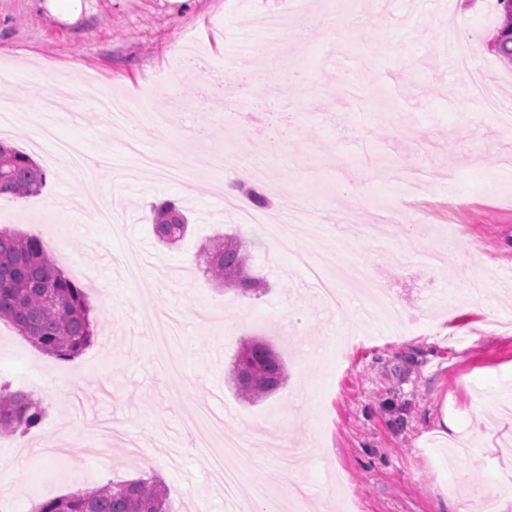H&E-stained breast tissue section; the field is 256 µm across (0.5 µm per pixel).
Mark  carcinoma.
Instances as JSON below:
<instances>
[{
  "mask_svg": "<svg viewBox=\"0 0 512 512\" xmlns=\"http://www.w3.org/2000/svg\"><path fill=\"white\" fill-rule=\"evenodd\" d=\"M502 20L491 50L512 64V0H497ZM47 174L32 157L0 143V196H32L46 185ZM158 242L172 245L187 231V218L172 200L151 205ZM247 242L218 236L200 252L203 273L228 291L242 295L262 291L263 279L247 269ZM0 320L11 323L33 346L61 360L81 355L93 342L94 322L85 287L58 268L44 242L32 235L0 229ZM286 381L281 358L265 342H243L231 363L227 382L244 402H255ZM46 415L41 403L8 383L0 384V433H22L39 426ZM35 512H172L168 489L156 480L138 479L98 486L45 499Z\"/></svg>",
  "mask_w": 512,
  "mask_h": 512,
  "instance_id": "1",
  "label": "carcinoma"
}]
</instances>
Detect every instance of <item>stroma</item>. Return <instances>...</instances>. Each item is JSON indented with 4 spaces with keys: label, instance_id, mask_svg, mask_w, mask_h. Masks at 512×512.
Segmentation results:
<instances>
[{
    "label": "stroma",
    "instance_id": "35a3bbf8",
    "mask_svg": "<svg viewBox=\"0 0 512 512\" xmlns=\"http://www.w3.org/2000/svg\"><path fill=\"white\" fill-rule=\"evenodd\" d=\"M79 19L60 21L38 0H0V66L26 70L7 92L17 116L63 88L84 117L55 123L51 140L79 155L109 156L94 182L50 165L32 134L14 125L0 138L47 172L40 194L0 197V229L49 239L45 215L66 205L74 221L51 256L80 268L95 324L80 356H48L0 322V380L31 391L46 408L29 434H0V512L135 478H159L172 512H230L224 487L188 447L204 435L199 405L224 418V433L252 429L241 457L238 501L264 512L265 497L288 506L305 483V512H477L470 496L494 494L512 512V123L448 109L465 84L445 65L450 35H473L474 65L500 101L512 103V67L490 49L501 23L489 0H81ZM283 13L297 36L275 65L250 61L263 16ZM179 80L171 125L157 131L151 80ZM128 97L121 125L92 109L91 90ZM179 154L180 181H149L146 155ZM255 166L271 199L260 221L240 223L212 178L237 179L220 156ZM403 169L425 175L422 196L401 192ZM314 205L293 249H275L267 226L284 224L282 195ZM175 200L190 231L166 247L152 233L151 204ZM223 234L248 243V268L268 292L222 290L194 261ZM347 259L340 309L323 305L297 256ZM373 277L404 307L402 322L354 282ZM155 310L183 315L170 351L171 376L145 322ZM472 336L469 347L455 336ZM268 342L285 384L249 404L225 384L240 343ZM38 375V387L28 378Z\"/></svg>",
    "mask_w": 512,
    "mask_h": 512
}]
</instances>
